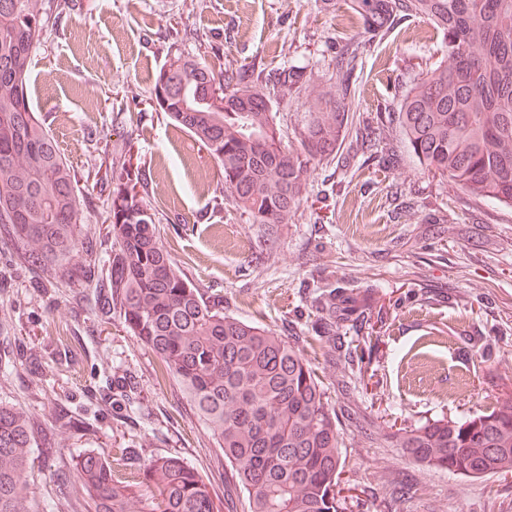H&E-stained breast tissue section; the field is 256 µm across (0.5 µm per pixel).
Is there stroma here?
Returning <instances> with one entry per match:
<instances>
[{
	"label": "stroma",
	"mask_w": 512,
	"mask_h": 512,
	"mask_svg": "<svg viewBox=\"0 0 512 512\" xmlns=\"http://www.w3.org/2000/svg\"><path fill=\"white\" fill-rule=\"evenodd\" d=\"M41 0L50 17L31 67L35 111L73 165L83 223L103 226L102 177L130 148L145 172L161 240L199 288L221 295L226 315L312 340L322 264L359 288L381 353L342 398L321 348L310 351L341 408L339 512H379L398 483L411 490L393 512H512V474L468 478L403 457L398 429L463 419L512 396V207L475 200L424 170L398 126L386 167L358 156L307 174L294 223L269 234L231 203L209 153L158 112L150 91L176 52L220 48L221 64L262 59L315 81L340 41L361 30L348 0ZM446 56L428 20H396L368 42L354 112L397 109L421 66ZM19 247L0 236V402L33 418L36 447L25 481L32 512H62L55 473L79 454L130 449L135 465L179 455L212 483L231 512L243 490L180 386L126 332L91 311L92 288L32 287ZM63 457L47 459L45 444Z\"/></svg>",
	"instance_id": "obj_1"
}]
</instances>
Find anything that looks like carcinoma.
I'll return each instance as SVG.
<instances>
[{
    "mask_svg": "<svg viewBox=\"0 0 512 512\" xmlns=\"http://www.w3.org/2000/svg\"><path fill=\"white\" fill-rule=\"evenodd\" d=\"M351 9L372 38L418 15L446 39L447 60L421 71L395 112L349 119L366 48L357 38L336 46L327 77L312 84L261 59L217 70L181 53L159 73L150 99L208 151L223 197L255 224L292 223L308 170L336 157L350 125L362 150L379 155L387 128L398 124L426 170L512 207V0H351ZM47 23L40 0H0V224L23 243L21 264L39 273L38 288H94L97 316L118 314L155 354L223 450L248 512H338L339 416L299 338L224 314L221 297L189 280L161 241L145 175L125 153L105 175L107 263L91 247L82 224L91 201L29 102L31 56ZM272 94L306 95L298 151L282 147ZM313 307L316 339L339 377L378 354L380 336L361 334L359 292L335 272L317 286ZM341 322L359 333L356 343L345 344ZM396 442L405 458L436 470L512 473V397L464 420L400 429ZM34 444L30 415L1 403L0 512H29L23 475ZM67 486L86 512H224L210 482L177 455L132 470L122 448L85 452Z\"/></svg>",
    "mask_w": 512,
    "mask_h": 512,
    "instance_id": "1",
    "label": "carcinoma"
}]
</instances>
